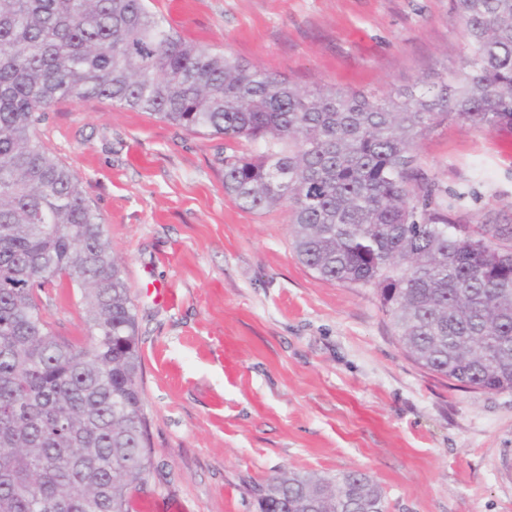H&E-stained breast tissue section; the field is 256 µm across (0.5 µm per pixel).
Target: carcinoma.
<instances>
[{
	"mask_svg": "<svg viewBox=\"0 0 512 512\" xmlns=\"http://www.w3.org/2000/svg\"><path fill=\"white\" fill-rule=\"evenodd\" d=\"M452 6L472 47L462 77L377 97L302 89L184 38L148 0H0V512H133L149 467L123 268L81 179L36 135L61 101L105 99L223 137L224 194L253 212L287 207L298 260L374 289L416 364L512 389V225L452 222L416 165L437 120L512 130V0ZM62 278L85 301L83 347L38 303ZM257 503L387 512L358 470L279 473Z\"/></svg>",
	"mask_w": 512,
	"mask_h": 512,
	"instance_id": "cac0c4a2",
	"label": "carcinoma"
}]
</instances>
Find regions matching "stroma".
I'll use <instances>...</instances> for the list:
<instances>
[{
  "mask_svg": "<svg viewBox=\"0 0 512 512\" xmlns=\"http://www.w3.org/2000/svg\"><path fill=\"white\" fill-rule=\"evenodd\" d=\"M149 6L186 39L308 89L390 94L460 73L471 52L451 0ZM37 134L81 178L135 304L150 448L136 512H256L281 471L353 469L388 512H512V390L464 388L408 358L374 289L297 260L287 207L253 213L225 195L223 138L103 99L57 103ZM417 158L454 221L512 224V133L444 120ZM41 308L84 343L68 282Z\"/></svg>",
  "mask_w": 512,
  "mask_h": 512,
  "instance_id": "1",
  "label": "stroma"
}]
</instances>
